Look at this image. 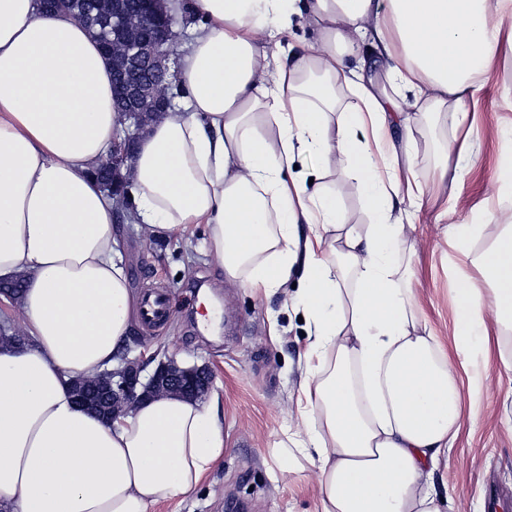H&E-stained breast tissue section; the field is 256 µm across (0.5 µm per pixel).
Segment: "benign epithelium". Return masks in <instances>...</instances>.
Returning a JSON list of instances; mask_svg holds the SVG:
<instances>
[{
    "instance_id": "7a95c632",
    "label": "benign epithelium",
    "mask_w": 512,
    "mask_h": 512,
    "mask_svg": "<svg viewBox=\"0 0 512 512\" xmlns=\"http://www.w3.org/2000/svg\"><path fill=\"white\" fill-rule=\"evenodd\" d=\"M43 10L52 15L65 10L76 20L90 15L84 0H42ZM99 27V44L112 59V73L119 74L114 84L116 109L128 123L124 137L114 141L108 159L99 165L97 176L111 192L118 208L126 205L124 186L130 171L136 141L143 129L144 113L159 118L169 110V97L159 93L168 86L167 77L176 57L171 48L177 39L174 15L158 8V0H135V7L126 8L121 0L112 6L102 2L94 6ZM157 362L154 372L141 380L144 369ZM212 375L203 366H182L175 358H157L141 352L130 358L122 356L117 367L105 369L97 376L83 380L84 387L93 392L88 396L76 392L78 404L100 410L114 420L138 402L156 393L170 392L197 398L210 387Z\"/></svg>"
}]
</instances>
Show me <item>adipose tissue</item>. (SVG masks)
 <instances>
[{
    "mask_svg": "<svg viewBox=\"0 0 512 512\" xmlns=\"http://www.w3.org/2000/svg\"><path fill=\"white\" fill-rule=\"evenodd\" d=\"M200 23L181 59L183 104L136 144L127 221L147 235L206 227L208 249L242 287L273 292L298 274L313 330L298 401L307 435L289 464L318 468L320 512H444L433 475L459 430L452 355L419 333L400 276L397 205L420 195L376 143L414 90L457 124L499 51L512 0H171ZM306 14L325 36L271 71L259 34ZM355 101L339 107L337 87ZM122 117L109 61L83 25L39 0H0V295L28 345L0 349V505L7 512H151L185 497L224 457L217 402L161 394L106 422L78 407L73 379L112 367L139 318L94 169ZM314 156L359 177L373 222H345L336 194L295 171ZM475 262L489 293L460 277L457 351L512 372V225ZM500 328L490 336L489 325Z\"/></svg>",
    "mask_w": 512,
    "mask_h": 512,
    "instance_id": "1",
    "label": "adipose tissue"
}]
</instances>
